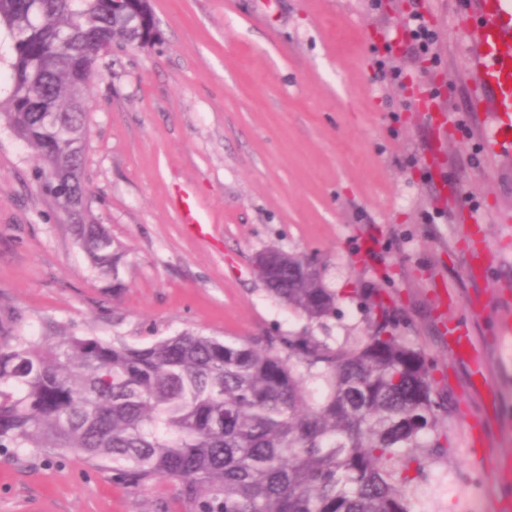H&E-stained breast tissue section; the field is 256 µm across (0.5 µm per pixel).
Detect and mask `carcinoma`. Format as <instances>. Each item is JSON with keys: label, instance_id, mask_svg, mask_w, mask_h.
<instances>
[{"label": "carcinoma", "instance_id": "cac0c4a2", "mask_svg": "<svg viewBox=\"0 0 512 512\" xmlns=\"http://www.w3.org/2000/svg\"><path fill=\"white\" fill-rule=\"evenodd\" d=\"M0 29L11 48L0 120L71 214L84 200L73 170L87 87L133 33L112 0H0ZM74 228L93 268L117 277L123 254L86 208ZM266 287L311 323L340 303L314 266ZM398 322L378 290L351 344L309 331L265 346L189 331L144 347L22 339L0 348V448L76 452L126 488L178 480L196 512H410L411 483L450 448L452 400Z\"/></svg>", "mask_w": 512, "mask_h": 512}]
</instances>
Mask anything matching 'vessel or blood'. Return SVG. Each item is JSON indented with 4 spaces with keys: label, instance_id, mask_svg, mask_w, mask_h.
I'll use <instances>...</instances> for the list:
<instances>
[{
    "label": "vessel or blood",
    "instance_id": "1",
    "mask_svg": "<svg viewBox=\"0 0 512 512\" xmlns=\"http://www.w3.org/2000/svg\"><path fill=\"white\" fill-rule=\"evenodd\" d=\"M477 42L474 69L492 106L490 144L501 155L512 153V0H476ZM448 341L478 369L483 385L491 376L483 348L461 325L447 327Z\"/></svg>",
    "mask_w": 512,
    "mask_h": 512
}]
</instances>
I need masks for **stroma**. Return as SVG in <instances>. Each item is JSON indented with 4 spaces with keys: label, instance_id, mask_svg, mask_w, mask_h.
<instances>
[{
    "label": "stroma",
    "instance_id": "1",
    "mask_svg": "<svg viewBox=\"0 0 512 512\" xmlns=\"http://www.w3.org/2000/svg\"><path fill=\"white\" fill-rule=\"evenodd\" d=\"M151 48L114 47L87 92L86 205L124 253L101 277L61 205L37 183L32 151L0 122V345L31 336H98L132 346L190 331L240 343L312 331L363 335L351 292L384 289L398 331L435 361L458 402L451 439L410 492L411 512H497L512 426L471 463L466 422L512 414V375L472 390L448 348L460 322L492 350L512 294V155L486 143L488 92L472 71L474 0H151ZM436 53L406 55L411 8ZM450 109L448 135L422 92ZM187 191L206 224H181ZM481 221L485 278H467ZM315 261L343 300L323 324L288 311L252 265L268 248ZM482 315H474L470 300ZM0 512H195L178 482L133 491L80 455L0 448Z\"/></svg>",
    "mask_w": 512,
    "mask_h": 512
}]
</instances>
